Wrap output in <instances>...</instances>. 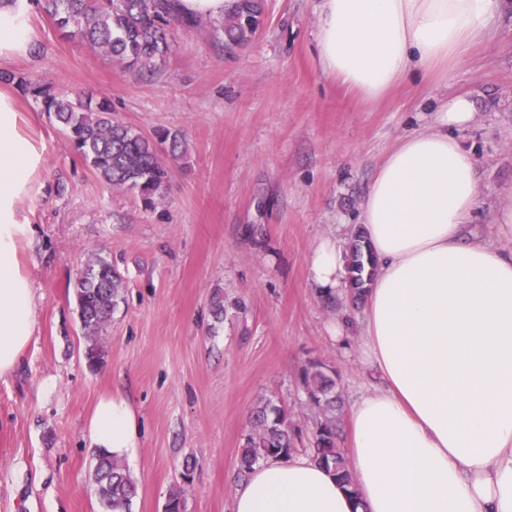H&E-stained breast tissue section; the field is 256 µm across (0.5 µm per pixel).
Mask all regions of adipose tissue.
<instances>
[{"mask_svg":"<svg viewBox=\"0 0 512 512\" xmlns=\"http://www.w3.org/2000/svg\"><path fill=\"white\" fill-rule=\"evenodd\" d=\"M503 0H321L324 74L377 103L415 74L447 81L487 36ZM30 0H0V59L37 39ZM475 118L463 94L440 97L431 123L386 152L366 189L360 231L376 262L357 321L329 326L346 348L359 337L376 385L353 402L346 446L352 484L313 454L269 460L242 481L233 512H512V250L473 240L478 172L460 138ZM19 108L0 91V377L29 344L33 290L20 271L17 220L36 170ZM337 225L307 257L309 286L342 296L347 260ZM86 434L134 457L136 412L121 389L102 396Z\"/></svg>","mask_w":512,"mask_h":512,"instance_id":"obj_1","label":"adipose tissue"}]
</instances>
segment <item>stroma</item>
I'll list each match as a JSON object with an SVG mask.
<instances>
[{
    "mask_svg": "<svg viewBox=\"0 0 512 512\" xmlns=\"http://www.w3.org/2000/svg\"><path fill=\"white\" fill-rule=\"evenodd\" d=\"M318 0H264V28L226 53L206 30H182L176 52L141 74L73 40L39 13L40 53L0 70L56 91L107 95L116 118L151 135L181 131L186 152L160 155L170 181L153 206L119 191L72 154L28 94L19 132L38 165L20 206L19 262L34 292L35 324L17 368L0 378V512H98L86 423L97 399L127 390L141 422L132 512H231L237 456L261 401L286 405L310 435L319 417L302 366L335 373L346 426L368 387L358 341L332 343L342 303L308 282L306 257L334 225L357 224L376 164L403 136L427 128L443 93L468 94L475 119L461 132L479 172L470 227L497 239L512 203V0L441 86L422 77L364 103L325 75L317 51ZM122 274L124 301L89 368L73 282L91 253ZM224 302L222 320L211 312Z\"/></svg>",
    "mask_w": 512,
    "mask_h": 512,
    "instance_id": "stroma-1",
    "label": "stroma"
}]
</instances>
